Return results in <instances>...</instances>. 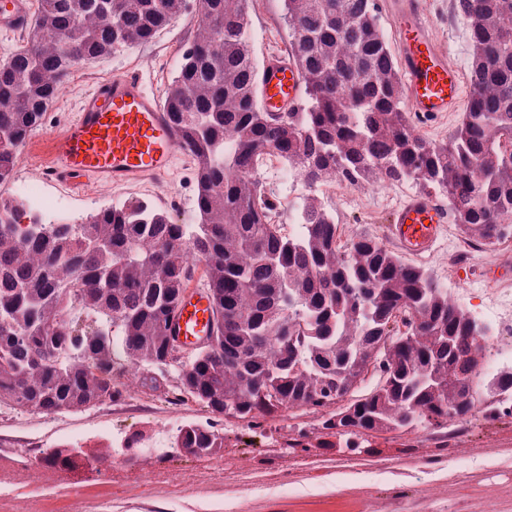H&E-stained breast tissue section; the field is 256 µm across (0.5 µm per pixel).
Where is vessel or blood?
Wrapping results in <instances>:
<instances>
[{"label": "vessel or blood", "instance_id": "obj_1", "mask_svg": "<svg viewBox=\"0 0 512 512\" xmlns=\"http://www.w3.org/2000/svg\"><path fill=\"white\" fill-rule=\"evenodd\" d=\"M398 37L400 69L410 112L422 118L455 111L464 94L463 74L441 51L425 18L421 0H392ZM27 0H0V21L27 24ZM302 82L292 63L268 59L260 87V102L273 112L294 108ZM180 136L158 97L141 78L113 77L96 84L77 106L73 120L49 138V168L69 184L86 180L122 186L161 179L172 171ZM447 216L430 197L411 195L390 213L387 237L404 254L424 258L435 253ZM183 302L176 318L184 341L208 335L210 302L199 287Z\"/></svg>", "mask_w": 512, "mask_h": 512}]
</instances>
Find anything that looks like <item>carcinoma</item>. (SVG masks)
I'll return each mask as SVG.
<instances>
[{
  "label": "carcinoma",
  "instance_id": "cac0c4a2",
  "mask_svg": "<svg viewBox=\"0 0 512 512\" xmlns=\"http://www.w3.org/2000/svg\"><path fill=\"white\" fill-rule=\"evenodd\" d=\"M249 0H196L198 29L163 107L197 171L199 223L174 224L145 202L84 224H22L0 199V405L63 413L112 404L130 390L190 398L249 420L322 414L316 446L357 451L382 433L512 416V371L476 384L471 347L488 330L448 305V289L379 238L339 240L315 198L301 233L275 223L254 169L265 153L299 168L304 187L331 174L351 185L422 180L462 224L501 242L512 224V0H456L471 22V95L456 135H418L378 23L377 0H284L288 45L304 96L293 112L259 102L263 65L248 41ZM183 0H38L0 60V183L57 89L106 54L152 41ZM194 252L201 265L187 264ZM211 297L216 331L185 360L166 333L187 288ZM132 377H127L128 368ZM371 388L348 401L363 373ZM451 379L449 397L433 378ZM172 448L203 456L224 434L195 422ZM82 448L41 462L75 466Z\"/></svg>",
  "mask_w": 512,
  "mask_h": 512
}]
</instances>
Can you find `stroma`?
Segmentation results:
<instances>
[{
    "instance_id": "stroma-1",
    "label": "stroma",
    "mask_w": 512,
    "mask_h": 512,
    "mask_svg": "<svg viewBox=\"0 0 512 512\" xmlns=\"http://www.w3.org/2000/svg\"><path fill=\"white\" fill-rule=\"evenodd\" d=\"M439 46L449 60L468 68L472 56L469 23L452 9V0H422ZM283 0H250L249 43L256 61L284 51L288 30ZM198 25L192 6L146 44L107 55L77 70L26 143L29 162L0 183V198L16 200V189L42 171L47 139L70 121L79 100L99 81L133 75L165 96L188 40ZM418 182L354 197L336 190L321 194L336 221L353 234L384 237L392 208L405 196L422 192ZM48 193L61 200L82 224L112 204L147 201L168 210L172 222L194 224L197 177L193 160L179 154L168 178L122 188L91 183L69 188L51 182ZM176 195L182 207L169 210ZM491 269L488 253L463 263L457 281L467 307L488 299L483 286ZM215 422L224 433L218 454L194 458L176 454L172 434L183 424ZM321 417L289 410L282 416L245 423L212 416L191 400L166 401L140 392L123 400L69 413H38L0 406V512H512V419L477 415L449 422L446 429L395 432L384 450L372 454L325 453L315 448ZM156 438L161 454L148 461L94 458L80 481L40 463L42 449L60 444L90 448L117 445L133 432ZM147 466L149 482L137 477Z\"/></svg>"
}]
</instances>
